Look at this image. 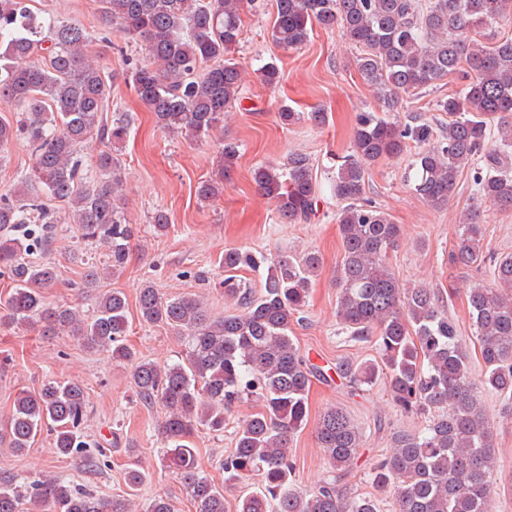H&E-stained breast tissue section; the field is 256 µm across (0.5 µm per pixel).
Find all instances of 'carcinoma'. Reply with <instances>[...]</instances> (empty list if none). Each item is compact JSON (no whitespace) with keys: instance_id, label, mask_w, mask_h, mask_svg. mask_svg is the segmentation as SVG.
I'll list each match as a JSON object with an SVG mask.
<instances>
[{"instance_id":"cac0c4a2","label":"carcinoma","mask_w":512,"mask_h":512,"mask_svg":"<svg viewBox=\"0 0 512 512\" xmlns=\"http://www.w3.org/2000/svg\"><path fill=\"white\" fill-rule=\"evenodd\" d=\"M27 2L0 0V99L20 106L16 122L0 121V151L22 141L33 160L31 172L0 194V262L13 283L4 300L10 322L37 325L44 334L70 331L87 348L130 365L140 399L164 408L158 425L165 448L161 463L180 475L196 512H225L224 490L199 473L191 439L201 428L224 432L233 404L249 398L261 410L237 423L234 448L221 468L227 486L254 476L261 485L237 499L236 512H381L382 494L394 500L395 512H489L496 485L494 427L478 389L512 400V254L484 251L486 227L479 213L487 205L512 210V37L486 40L478 34L512 18V0H274L272 40L285 50L298 49L313 24L339 27L362 49L358 70L384 110L358 114L351 151L339 157L333 182L343 202L336 213L343 246L336 315L350 336L374 341L378 358H345L335 372L356 389L384 381L401 411L426 421L394 432L390 452L370 464L376 493L349 498L337 482L357 465L364 435L344 409L324 412L316 428L318 447L335 477L314 490L296 489V463L288 453L291 436L308 419L309 389L320 372L288 334L307 305L321 264L317 254L224 250V296L239 314L215 315L196 294L167 298L151 285L140 288L139 320L166 326L184 346L181 359L164 367L130 349L124 293H99L90 313L47 303L45 293L57 282L58 270L25 258L49 247L60 223L41 196L67 203L68 223L105 249L107 261L89 267L83 287H100L125 263L133 228L117 206L121 164L112 148L127 136L129 121L104 119L112 83L87 28L40 17ZM250 2L100 0L106 20L144 42L145 61L132 68L128 81L167 133L209 136L223 126L243 81L242 70L224 55L241 40L242 14ZM454 74L469 82L436 101V110L448 114L439 133L417 116L404 125L389 118L400 94L434 87ZM494 119L498 138L489 148ZM93 141L104 149L90 173L80 149ZM412 144L407 181L435 207L448 205L460 173L470 168L472 205L457 224L459 243L449 264L489 262L493 286L467 293L482 359L477 372L457 323L435 293L401 286L387 263L400 225L363 198L370 165ZM238 159L237 144L221 143V175H230ZM254 181L288 223H306L315 215L306 154H291L285 170L256 168ZM246 268L262 274L260 289L238 279L236 272ZM88 418L83 384L49 379L37 392L17 394L0 427V445L22 454L47 428L56 454L108 468L107 448L84 433ZM146 477L132 464L124 477L129 494L110 499L50 473L19 478L0 470V512H173L163 497L145 508L136 505L133 492Z\"/></svg>"}]
</instances>
